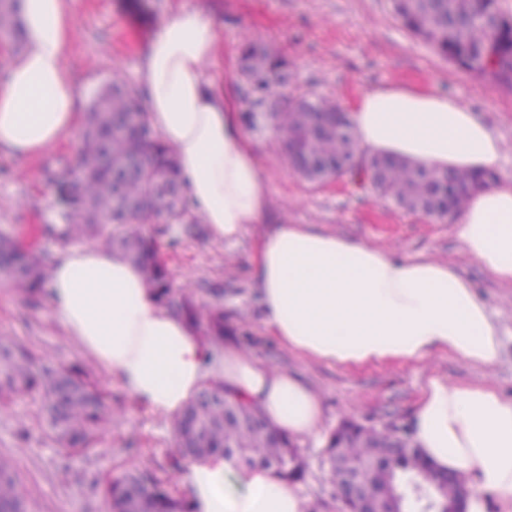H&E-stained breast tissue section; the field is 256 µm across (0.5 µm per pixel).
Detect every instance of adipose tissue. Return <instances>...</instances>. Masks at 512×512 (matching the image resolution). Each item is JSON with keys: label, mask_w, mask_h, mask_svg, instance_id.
I'll list each match as a JSON object with an SVG mask.
<instances>
[{"label": "adipose tissue", "mask_w": 512, "mask_h": 512, "mask_svg": "<svg viewBox=\"0 0 512 512\" xmlns=\"http://www.w3.org/2000/svg\"><path fill=\"white\" fill-rule=\"evenodd\" d=\"M75 7L76 0H22L26 50L0 79V153L40 156L81 124L79 90L65 66ZM215 42L214 24L200 8H181L162 22L142 63L148 119L174 147L191 209L212 239L263 225L257 291L273 336L301 358L349 368L421 365L447 354L493 370L498 327L447 262L300 224L268 225L265 168L234 103L203 74ZM351 118L366 156L395 154L477 173L495 170L504 155L502 140L473 111L433 91L376 88L360 97ZM455 221L463 252L512 284V181L472 191ZM48 297L69 337L139 406L177 416L214 379L253 403L283 435L320 436L324 405L315 390L233 346L211 356L209 344L160 306L121 256L96 246L64 248ZM412 429L425 459L475 481L466 512H487L491 496L512 512V398L490 379L452 384L429 373ZM178 481L194 512L306 508L292 482L221 454L188 462Z\"/></svg>", "instance_id": "adipose-tissue-1"}]
</instances>
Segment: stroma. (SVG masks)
<instances>
[{
    "instance_id": "35a3bbf8",
    "label": "stroma",
    "mask_w": 512,
    "mask_h": 512,
    "mask_svg": "<svg viewBox=\"0 0 512 512\" xmlns=\"http://www.w3.org/2000/svg\"><path fill=\"white\" fill-rule=\"evenodd\" d=\"M79 0L66 61L81 91V105L121 71L127 82L143 88L144 51L161 23L185 6L202 8L213 20L217 38L204 66L207 79L223 82L240 115L251 104L243 94L239 70L246 40L274 45L288 60V82L277 88L282 101L305 95L328 97L351 109L366 91L390 84L448 94L472 108L501 137L509 152L496 174L512 178V89L504 88L449 62L413 37L395 16L390 0ZM244 131L263 163L272 196V221L302 224L380 247H397L416 258L434 256L454 264L477 289L501 341V357L492 371L498 389L512 397V284L492 278L461 251L454 221L407 212L364 195L346 178L311 183L295 176L279 136L265 114ZM79 133L44 155L27 159L0 153V234L32 255L55 260L76 240L44 234L45 225L62 224L54 184L75 168ZM174 288L205 297L220 289L224 326L232 344L259 360L298 374L323 398L324 432L346 418L378 428L409 425L426 382L437 370L453 383L482 380L479 367L453 357H435L430 366H368L348 369L307 361L281 345L264 325L255 292L251 259L261 227L243 225L236 239L212 240L208 231L187 235L179 224H149ZM0 336L11 337L34 356L56 364H78L103 392L116 417L92 449L72 453L50 433L39 395L0 405V455L11 457L20 473L28 512H106L103 483L139 468H157L175 455L171 418L136 405L69 338L49 311L46 297L30 304L14 288H0ZM324 440H304L299 448L308 470L297 488L306 512H336L333 486L322 462Z\"/></svg>"
}]
</instances>
